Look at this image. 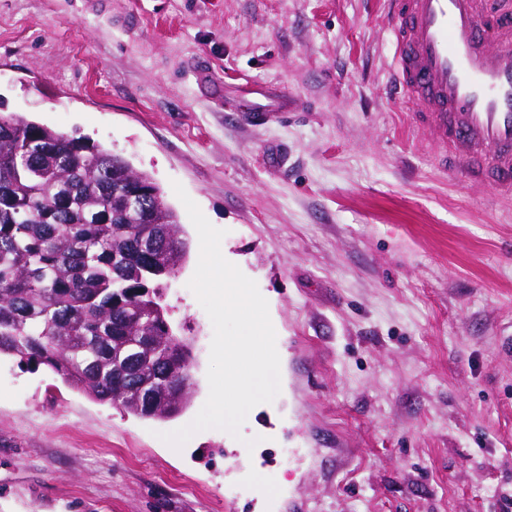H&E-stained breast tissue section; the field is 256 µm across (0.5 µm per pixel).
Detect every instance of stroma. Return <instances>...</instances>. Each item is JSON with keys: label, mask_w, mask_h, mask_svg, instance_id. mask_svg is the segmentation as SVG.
<instances>
[{"label": "stroma", "mask_w": 512, "mask_h": 512, "mask_svg": "<svg viewBox=\"0 0 512 512\" xmlns=\"http://www.w3.org/2000/svg\"><path fill=\"white\" fill-rule=\"evenodd\" d=\"M388 24L383 0H0V110L89 136L176 209L190 255L162 293L195 382L144 419L1 357L0 512H512V200L411 128ZM245 86L294 112L260 120ZM177 183L266 298L281 372L241 439L180 451L159 435L204 405L213 327Z\"/></svg>", "instance_id": "obj_1"}]
</instances>
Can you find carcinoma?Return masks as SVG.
<instances>
[{"instance_id": "cac0c4a2", "label": "carcinoma", "mask_w": 512, "mask_h": 512, "mask_svg": "<svg viewBox=\"0 0 512 512\" xmlns=\"http://www.w3.org/2000/svg\"><path fill=\"white\" fill-rule=\"evenodd\" d=\"M141 191L146 213L128 206ZM187 255L161 188L124 158L0 112V357L145 419L191 398L188 344L154 283Z\"/></svg>"}]
</instances>
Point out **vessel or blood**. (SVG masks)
<instances>
[{"mask_svg":"<svg viewBox=\"0 0 512 512\" xmlns=\"http://www.w3.org/2000/svg\"><path fill=\"white\" fill-rule=\"evenodd\" d=\"M390 84L444 168L512 198V5L384 0Z\"/></svg>","mask_w":512,"mask_h":512,"instance_id":"b4317fda","label":"vessel or blood"}]
</instances>
